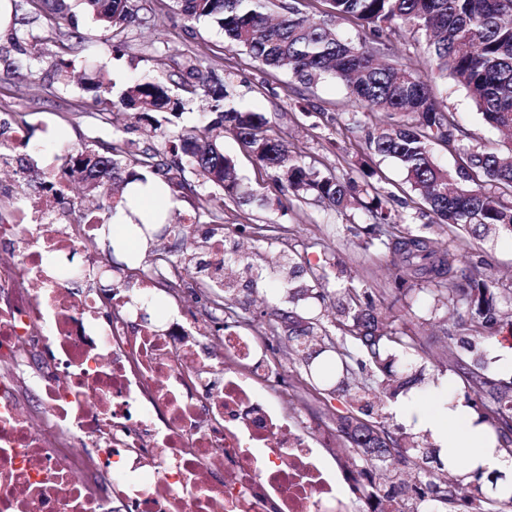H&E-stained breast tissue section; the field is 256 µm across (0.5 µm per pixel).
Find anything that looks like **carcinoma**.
Returning a JSON list of instances; mask_svg holds the SVG:
<instances>
[{"label": "carcinoma", "instance_id": "carcinoma-1", "mask_svg": "<svg viewBox=\"0 0 512 512\" xmlns=\"http://www.w3.org/2000/svg\"><path fill=\"white\" fill-rule=\"evenodd\" d=\"M83 9L106 30H120L144 19L134 0H80ZM329 15L361 21L371 31L382 33L407 28L425 38L438 76L449 75L463 88L483 119L499 131H512V0H325ZM175 9L190 21L208 20L224 30L228 45L274 68H288L299 82L311 85L324 78L345 85L350 99L369 112H382L384 119L369 133L366 150L371 156L390 158L406 173L410 188L428 210L450 228L467 232L483 243L512 238V155L469 148L465 161L454 170L437 163L433 146L457 149L465 131L450 112L442 111L427 78L412 70L380 59V48L365 40L340 37L324 20L303 15L291 6L283 8L281 19H270V0H174ZM66 0H30L31 18L61 16ZM23 17L21 24L31 23ZM188 79L177 88L208 103V121L178 134L155 121V129L165 142L160 149L152 143L130 148L124 141L95 143L65 150L64 166L70 176L81 178L88 191L101 195L128 169L125 183L146 181L136 169L145 168L164 182L173 172L194 173L229 198L237 199L239 174L233 159L224 155L217 143L223 132L233 134L245 145L257 164L275 170L292 196L315 201L344 212L360 204L370 213L373 238L385 237L382 244L393 256L397 270L396 288L404 289L413 280L434 287L437 301L465 305L466 321L473 337L486 340L483 330L500 324L512 330V312L501 309L489 288L480 263L466 249L444 247L410 229H401L384 207L379 188L354 179L342 180L333 174L314 171L301 164L288 144L266 135L267 119L262 112L233 104L229 84L209 83L197 66L188 67ZM183 98L170 94L167 83L143 77L133 80L119 95V106L133 118L150 119L166 112L168 124L179 117ZM407 120L399 122L395 115ZM495 191H487L484 185ZM157 224H137L147 238L163 239L169 225L163 213ZM155 266L178 264V280L164 282L175 289L189 275V266L169 251L154 250ZM279 259L289 266L285 294L291 308L275 311L273 317L256 324L262 336H278L286 331L303 341L289 346L304 368L311 387L324 398L341 397L346 411L336 415V432L355 457L356 472L367 480L362 494L390 506L399 498L421 500L426 489L429 508L434 512H455L458 498L466 495L474 512H504L512 507V496L490 498L476 486L465 493L457 482L448 481L441 461L436 467L419 470L418 484L405 489L388 473L386 461L370 456L368 442L349 440V428L356 416L372 415L406 391L419 385L430 389L433 379L424 375L420 363L429 357L424 345L412 336L388 329L377 316L372 298L355 284L356 277L339 264L334 277L343 281L336 307L332 335L329 326L306 307L310 298H324L317 288L328 283L327 262L311 265L297 262L282 252ZM229 261L242 267L257 282L265 279L264 268L247 254H234ZM235 288L226 284L210 299L217 311L231 310ZM361 356L373 371L364 382L356 381L350 361ZM449 369L466 387L480 396V414L495 433L498 448L512 457V386L494 379L486 369L483 351L471 344L467 354L456 355ZM372 423L384 435L390 455L405 464H417L418 448L424 439L397 425L376 418Z\"/></svg>", "mask_w": 512, "mask_h": 512}]
</instances>
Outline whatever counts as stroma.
Returning <instances> with one entry per match:
<instances>
[{"mask_svg":"<svg viewBox=\"0 0 512 512\" xmlns=\"http://www.w3.org/2000/svg\"><path fill=\"white\" fill-rule=\"evenodd\" d=\"M49 26L84 39L83 49L70 56L71 79L66 83L56 78L60 51L53 40L43 37ZM116 40L125 45L119 55L112 51ZM116 40L107 39L97 22L78 8L62 18L40 19L0 32V118L25 126L28 132L26 140L16 146L12 164L0 168V184L12 188L17 203H33L39 195L37 188L25 184L24 171L44 173L49 166H61L63 147L77 149L95 141L117 139L140 144L149 140L148 120L130 121L120 114L110 121L101 119L104 106L96 102L87 81L100 83L116 94L131 77L176 74L181 63L190 57L197 58L203 73L212 72L230 81L242 106L264 112L269 135L288 143L303 163L324 173L360 178L364 141L379 116L353 103L336 80L311 87L302 85L286 70L269 68L242 51L227 48L223 32L215 25L185 20L171 10L155 11L147 23L130 25L118 33ZM377 45L392 63L420 72L429 66L430 56L421 35L402 30L378 39ZM432 88L438 106L455 113L465 129L463 148H502V135L483 121L465 91L452 79H434ZM220 145L225 155L236 162L242 187L250 192V199L241 203L225 200L223 225L212 224L201 214L202 197L209 193V185L191 171H184V178L196 189L191 192L170 184L177 201L170 220L179 224L185 217H195V243L189 247L180 237L170 236L164 239V246L183 261L204 263L208 260L207 241L220 237L225 250L239 246L272 258L278 256L280 244L238 234L235 227L284 225L297 260L344 261L361 279L364 290L372 293L378 312L387 316L393 330L416 336L431 347L433 356L425 362L427 376H448L443 357L461 352L469 335L467 325L451 318L447 308L435 306L433 299L419 290L396 294L395 269L388 255L370 246L365 211L355 208L337 213L314 202H298L287 189L279 187L275 172L260 168L232 134H225ZM372 165L382 174L380 186L393 213L439 244L463 243L461 235L451 233L447 225L435 223L395 161L376 158ZM466 246L482 260L483 272L498 303L512 306V240L504 238L493 246L473 242ZM224 274L235 279L233 304L245 316L259 322L267 319L272 308L288 309L287 299L275 290L274 279H267L263 288L255 290L238 280L235 266L225 265ZM408 302L413 305L409 312L404 309ZM256 346L257 355L278 366L277 387L288 391L289 411L322 421L329 414L344 411L343 399L324 403L292 393V386L303 383L305 374L298 361L288 357L278 337L259 339Z\"/></svg>","mask_w":512,"mask_h":512,"instance_id":"35a3bbf8","label":"stroma"}]
</instances>
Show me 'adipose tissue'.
I'll list each match as a JSON object with an SVG mask.
<instances>
[{
  "instance_id": "obj_1",
  "label": "adipose tissue",
  "mask_w": 512,
  "mask_h": 512,
  "mask_svg": "<svg viewBox=\"0 0 512 512\" xmlns=\"http://www.w3.org/2000/svg\"><path fill=\"white\" fill-rule=\"evenodd\" d=\"M173 208L176 202L160 180L148 179L141 189L132 212H119L111 223L102 225L99 235L103 243H122L125 250L142 252L146 240L131 236L128 226L133 217L149 216L156 205ZM396 418L407 428L421 433L440 449V457L448 467H455L458 456H465L469 472L486 475L497 472L496 495L512 496V460L504 458L480 414L461 396L455 394L448 378H440L433 392L412 388L402 393L393 405Z\"/></svg>"
}]
</instances>
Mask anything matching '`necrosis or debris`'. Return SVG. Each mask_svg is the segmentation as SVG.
<instances>
[{"label":"necrosis or debris","mask_w":512,"mask_h":512,"mask_svg":"<svg viewBox=\"0 0 512 512\" xmlns=\"http://www.w3.org/2000/svg\"><path fill=\"white\" fill-rule=\"evenodd\" d=\"M67 202L54 173L0 220V512H379L344 494L251 337L173 311L129 327L146 272L132 295L71 292L100 226Z\"/></svg>","instance_id":"1"}]
</instances>
